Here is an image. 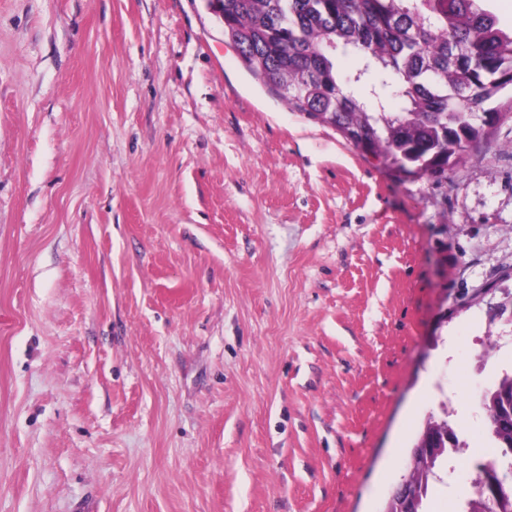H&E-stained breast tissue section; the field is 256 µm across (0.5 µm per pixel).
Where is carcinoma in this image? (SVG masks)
Instances as JSON below:
<instances>
[{
  "label": "carcinoma",
  "mask_w": 512,
  "mask_h": 512,
  "mask_svg": "<svg viewBox=\"0 0 512 512\" xmlns=\"http://www.w3.org/2000/svg\"><path fill=\"white\" fill-rule=\"evenodd\" d=\"M479 0H222L224 37L242 65L294 112L364 138L407 177H444L491 129L483 112H512V30ZM355 53L360 65L339 69ZM398 98L393 110L389 98ZM496 451L486 463L507 495L473 482L461 512H512V373L479 394ZM411 449L407 492L387 512H428L429 487L452 448Z\"/></svg>",
  "instance_id": "carcinoma-1"
}]
</instances>
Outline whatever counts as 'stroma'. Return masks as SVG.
Segmentation results:
<instances>
[{
  "mask_svg": "<svg viewBox=\"0 0 512 512\" xmlns=\"http://www.w3.org/2000/svg\"><path fill=\"white\" fill-rule=\"evenodd\" d=\"M512 113L414 179L290 111L204 0H0V512H385L491 454ZM442 430L448 439V423L429 420L423 432L419 435L409 458V473L403 486L407 483V492L403 498L396 494L387 504V512H428L427 499L429 487L437 479V469L448 457V452L457 451L451 448L446 440L441 451L433 458L422 456V441L425 432ZM450 434V433H449ZM451 435V434H450ZM411 509V510H409Z\"/></svg>",
  "mask_w": 512,
  "mask_h": 512,
  "instance_id": "obj_1",
  "label": "stroma"
}]
</instances>
